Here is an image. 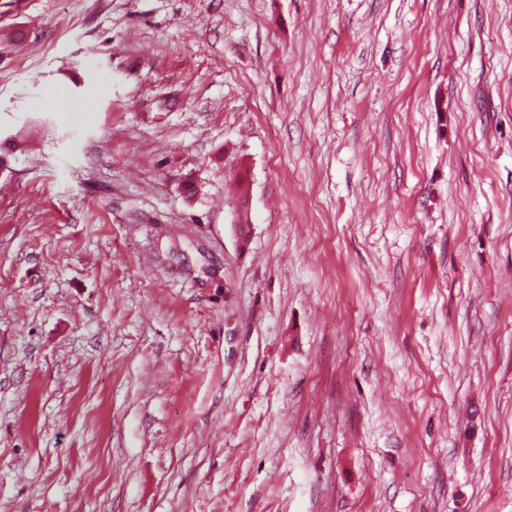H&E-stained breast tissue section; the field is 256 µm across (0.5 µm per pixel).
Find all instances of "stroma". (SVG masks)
I'll return each instance as SVG.
<instances>
[{
  "label": "stroma",
  "mask_w": 512,
  "mask_h": 512,
  "mask_svg": "<svg viewBox=\"0 0 512 512\" xmlns=\"http://www.w3.org/2000/svg\"><path fill=\"white\" fill-rule=\"evenodd\" d=\"M0 512H512V0H0Z\"/></svg>",
  "instance_id": "35a3bbf8"
}]
</instances>
